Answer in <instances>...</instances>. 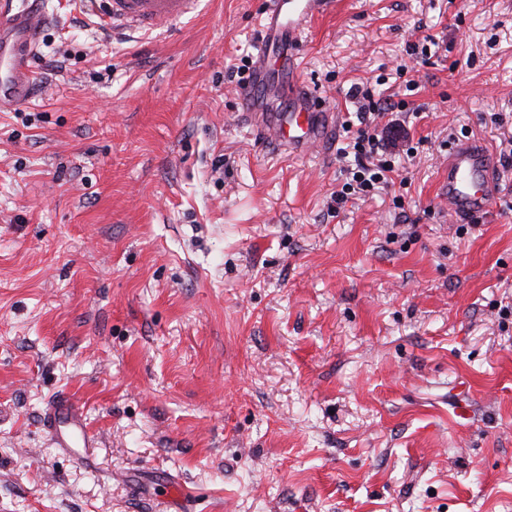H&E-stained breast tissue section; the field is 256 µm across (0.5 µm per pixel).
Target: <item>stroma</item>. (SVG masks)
Listing matches in <instances>:
<instances>
[{"mask_svg": "<svg viewBox=\"0 0 512 512\" xmlns=\"http://www.w3.org/2000/svg\"><path fill=\"white\" fill-rule=\"evenodd\" d=\"M267 5L42 0L0 111V512H512V168L467 233L438 195L450 144L512 140V0H335L298 57L340 124L299 156L240 107ZM355 83L401 180L340 204ZM108 28L165 29L196 13L199 0H85ZM99 2V3H98ZM45 426L58 448H71L75 435L82 437L85 447L94 441L86 430L82 409L65 396L58 398L48 408Z\"/></svg>", "mask_w": 512, "mask_h": 512, "instance_id": "35a3bbf8", "label": "stroma"}]
</instances>
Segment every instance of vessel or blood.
Wrapping results in <instances>:
<instances>
[{"instance_id":"b4317fda","label":"vessel or blood","mask_w":512,"mask_h":512,"mask_svg":"<svg viewBox=\"0 0 512 512\" xmlns=\"http://www.w3.org/2000/svg\"><path fill=\"white\" fill-rule=\"evenodd\" d=\"M41 0L12 11V0H0V110L24 102L34 82L28 62L36 53L42 25ZM108 27L140 30L167 28L196 13L199 0H87ZM335 0H271L264 19L253 80L242 105L254 130L266 144L302 154L326 147L336 127V115L323 111L301 82L290 54L305 25L327 14ZM448 179L442 191L453 217L470 219L492 210L497 183L493 158L485 144L467 139L456 144L446 161ZM45 426L54 443L70 448L74 436L84 444L93 438L86 430L81 408L68 397L48 408Z\"/></svg>"}]
</instances>
